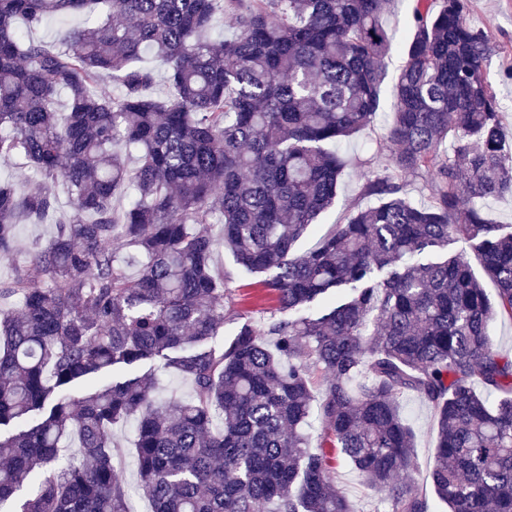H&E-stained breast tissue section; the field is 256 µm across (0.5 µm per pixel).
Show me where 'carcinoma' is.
Returning <instances> with one entry per match:
<instances>
[{
	"label": "carcinoma",
	"mask_w": 512,
	"mask_h": 512,
	"mask_svg": "<svg viewBox=\"0 0 512 512\" xmlns=\"http://www.w3.org/2000/svg\"><path fill=\"white\" fill-rule=\"evenodd\" d=\"M389 2L0 0V160L41 176L0 184V254L20 224H54L0 280V427L38 417L0 437V507L26 486L18 512H131L111 434L131 421L151 512H353L333 459L391 512H428L408 479L401 403L416 396L437 420L430 476L448 512H512V355L492 335L512 320V232L483 211L512 196V149L467 0H417L388 129L398 150L365 183L378 204L294 254L336 199V144L379 112ZM219 7L237 20L229 40L212 36ZM49 19L78 23L58 44L22 35ZM147 55L167 65L164 97ZM407 172L435 185L432 205L410 198ZM215 224L275 301L218 352L201 349L224 328ZM454 240L494 296L463 251L419 261ZM144 360L157 369L70 397ZM165 372L190 395L158 398ZM71 448L81 460L58 465Z\"/></svg>",
	"instance_id": "1"
}]
</instances>
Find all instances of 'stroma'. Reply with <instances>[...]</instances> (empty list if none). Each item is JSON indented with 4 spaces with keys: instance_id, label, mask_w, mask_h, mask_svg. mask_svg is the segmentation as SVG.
Returning <instances> with one entry per match:
<instances>
[{
    "instance_id": "35a3bbf8",
    "label": "stroma",
    "mask_w": 512,
    "mask_h": 512,
    "mask_svg": "<svg viewBox=\"0 0 512 512\" xmlns=\"http://www.w3.org/2000/svg\"><path fill=\"white\" fill-rule=\"evenodd\" d=\"M414 0H392L383 19L390 37L389 50L384 57V79L381 85V108L376 121L340 146L348 165L344 169L335 203L323 212L295 245L296 254H304L317 247L320 240L336 225L344 223L354 206H368L370 198L364 194L369 173L384 170L396 146L386 136L390 120V107L396 78L404 62L403 46L409 36L407 19ZM467 20L472 27L486 31L490 36L488 59L484 73L493 84L503 112V130L512 144V0H469ZM213 265L223 272L229 288L224 298V328L210 340L211 348H221L230 339L240 317L260 316L262 310L271 308L273 301L258 283L257 277L243 273L227 248H217ZM404 414L415 431V454L418 467L412 475L419 492L430 496L431 512H445V507L433 499L430 478L433 460L436 419L432 410L415 397L404 403ZM116 446L113 463L125 486L132 512H150L151 504L139 488L135 465L133 426H116L112 432ZM336 487L348 498L353 512H388V506L363 485L358 473L349 464L336 469Z\"/></svg>"
}]
</instances>
